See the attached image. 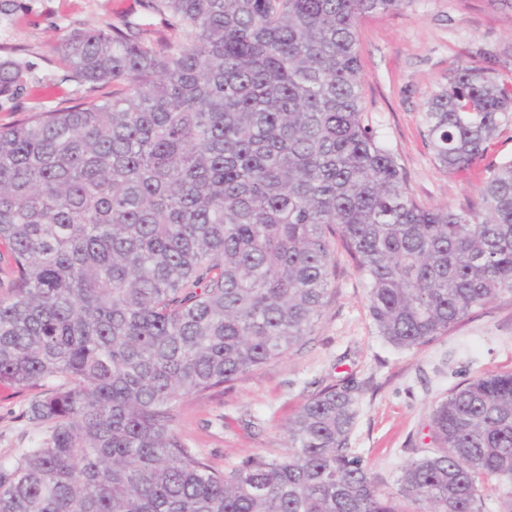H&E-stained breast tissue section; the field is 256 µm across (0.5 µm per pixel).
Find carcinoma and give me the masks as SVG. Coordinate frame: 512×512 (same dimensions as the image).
Here are the masks:
<instances>
[{
    "label": "carcinoma",
    "mask_w": 512,
    "mask_h": 512,
    "mask_svg": "<svg viewBox=\"0 0 512 512\" xmlns=\"http://www.w3.org/2000/svg\"><path fill=\"white\" fill-rule=\"evenodd\" d=\"M412 0H147L172 40L87 28L58 51L118 90L0 127V382L51 388L0 461V512H512V371L431 409L429 453L379 489L349 446L358 394L329 385L285 456L225 472L174 408L311 335L335 245L389 344L434 341L512 298V159L472 208H429L363 123L358 21ZM23 67L0 61V98ZM460 173L512 123V82L458 62L423 105Z\"/></svg>",
    "instance_id": "carcinoma-1"
}]
</instances>
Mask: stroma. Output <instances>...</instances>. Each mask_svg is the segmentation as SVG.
Masks as SVG:
<instances>
[{
	"instance_id": "obj_1",
	"label": "stroma",
	"mask_w": 512,
	"mask_h": 512,
	"mask_svg": "<svg viewBox=\"0 0 512 512\" xmlns=\"http://www.w3.org/2000/svg\"><path fill=\"white\" fill-rule=\"evenodd\" d=\"M132 23L168 39L163 19L146 0H10L0 14V60L27 67L26 87L0 99V125L29 108H66L86 89L55 53L71 32ZM363 80V118L392 150L419 203L469 207L489 168L512 158V124L502 127L482 161L451 174L437 163L422 127L426 100L446 84L461 59L500 76L512 75V8L501 0H413L405 9L370 14L357 27ZM512 370V299L474 310L447 335L399 349L379 336L367 293L344 249L335 253L328 303L311 336L284 358L270 361L202 397L181 399L176 432L215 468L228 471L251 455H283L286 428L305 401L326 386L350 382L359 390L350 448L375 484L395 491L401 466L429 443L432 406L462 381ZM42 386L0 383V460L29 447L37 433L22 417Z\"/></svg>"
}]
</instances>
